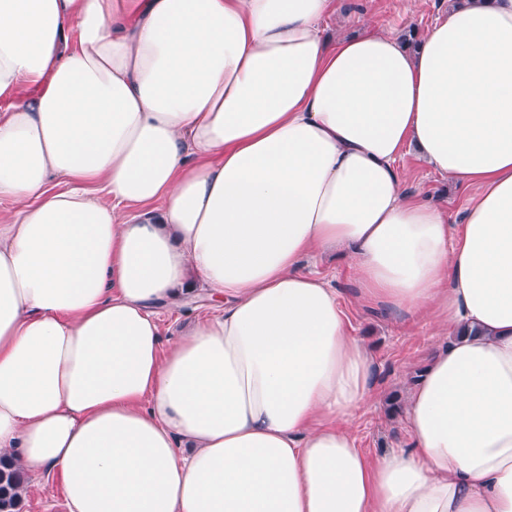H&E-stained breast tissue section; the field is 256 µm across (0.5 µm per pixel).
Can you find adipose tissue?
<instances>
[{
    "instance_id": "ef3b65f1",
    "label": "adipose tissue",
    "mask_w": 512,
    "mask_h": 512,
    "mask_svg": "<svg viewBox=\"0 0 512 512\" xmlns=\"http://www.w3.org/2000/svg\"><path fill=\"white\" fill-rule=\"evenodd\" d=\"M335 11L0 0V453L68 512H512V0L412 51L328 39ZM408 148L473 189L461 224ZM337 249L448 336L373 459L374 361L303 268ZM199 287L221 313L163 346ZM398 168L407 192L420 193L440 201L448 209L453 224H459L473 193L472 189L460 187L448 177L438 174L419 161L411 149L405 151Z\"/></svg>"
}]
</instances>
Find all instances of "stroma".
I'll list each match as a JSON object with an SVG mask.
<instances>
[{
	"label": "stroma",
	"mask_w": 512,
	"mask_h": 512,
	"mask_svg": "<svg viewBox=\"0 0 512 512\" xmlns=\"http://www.w3.org/2000/svg\"><path fill=\"white\" fill-rule=\"evenodd\" d=\"M454 4L455 0H339L335 14L323 26L327 35L336 38L390 31L403 38L419 36ZM398 168L406 191L440 201L452 222H459L472 195L470 189L438 174L410 150L405 151ZM351 265L347 256L315 255L307 260L306 269L335 288L376 364L377 394L360 412L353 429L360 448L377 456L389 448L408 447L402 412L411 379L445 343L446 336L429 317H397L384 304L358 299ZM219 309V303L200 300L183 308L158 307L154 314L164 341L169 342L191 322ZM19 510L68 512L55 475L43 469L27 471Z\"/></svg>",
	"instance_id": "stroma-1"
}]
</instances>
